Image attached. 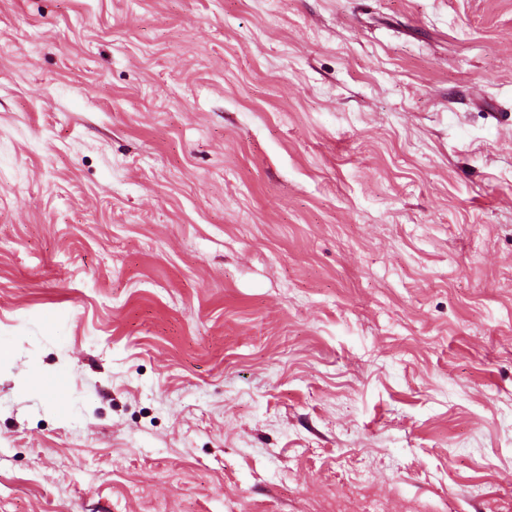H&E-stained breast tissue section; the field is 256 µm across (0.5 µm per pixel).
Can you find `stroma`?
<instances>
[{
	"label": "stroma",
	"instance_id": "stroma-1",
	"mask_svg": "<svg viewBox=\"0 0 512 512\" xmlns=\"http://www.w3.org/2000/svg\"><path fill=\"white\" fill-rule=\"evenodd\" d=\"M0 512H512V0H0Z\"/></svg>",
	"mask_w": 512,
	"mask_h": 512
}]
</instances>
